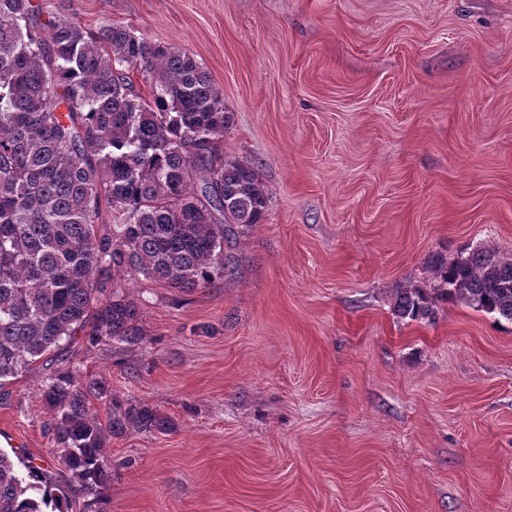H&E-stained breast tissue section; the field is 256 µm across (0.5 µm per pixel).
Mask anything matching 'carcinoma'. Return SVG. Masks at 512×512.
I'll return each instance as SVG.
<instances>
[{
  "mask_svg": "<svg viewBox=\"0 0 512 512\" xmlns=\"http://www.w3.org/2000/svg\"><path fill=\"white\" fill-rule=\"evenodd\" d=\"M134 68L151 80L148 99L132 89ZM230 122L222 91L179 47L62 16L41 27L32 0H0V380L80 331L91 346L134 338L139 308L116 291L118 274L190 291L224 273V242L268 206L255 167L219 153ZM433 278L396 291L400 318L431 321L455 299L512 323V257L439 258ZM43 402L58 458L87 493L105 479L108 435L168 428L116 402L102 423L65 368ZM47 508L71 503L40 468L21 478L0 450V512Z\"/></svg>",
  "mask_w": 512,
  "mask_h": 512,
  "instance_id": "obj_1",
  "label": "carcinoma"
}]
</instances>
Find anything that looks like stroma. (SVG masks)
Masks as SVG:
<instances>
[{
	"instance_id": "35a3bbf8",
	"label": "stroma",
	"mask_w": 512,
	"mask_h": 512,
	"mask_svg": "<svg viewBox=\"0 0 512 512\" xmlns=\"http://www.w3.org/2000/svg\"><path fill=\"white\" fill-rule=\"evenodd\" d=\"M33 2L193 54L269 202L206 287L118 276L137 340L79 335L0 384L19 475L76 484L42 399L65 367L100 420L170 424L108 437L77 512H512V323L393 309L437 257L512 254V0Z\"/></svg>"
}]
</instances>
